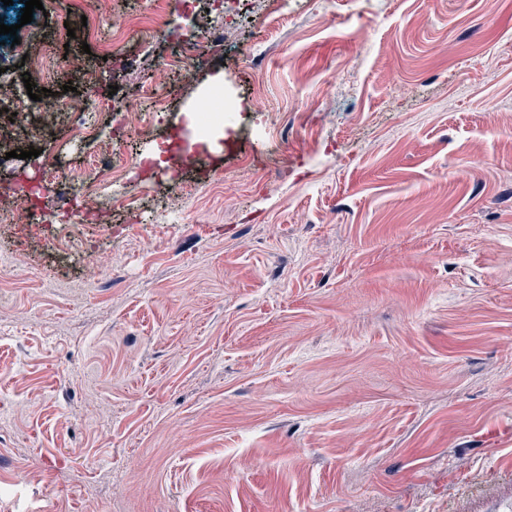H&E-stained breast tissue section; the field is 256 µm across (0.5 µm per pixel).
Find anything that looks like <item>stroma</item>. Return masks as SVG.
Here are the masks:
<instances>
[{
	"instance_id": "35a3bbf8",
	"label": "stroma",
	"mask_w": 512,
	"mask_h": 512,
	"mask_svg": "<svg viewBox=\"0 0 512 512\" xmlns=\"http://www.w3.org/2000/svg\"><path fill=\"white\" fill-rule=\"evenodd\" d=\"M321 2L198 9L223 52L110 147L100 103L168 78L139 0L85 45L54 0L40 100L5 59L0 135L103 193L52 240L0 223V512H512V0ZM219 73L222 165L158 195L135 167ZM68 112L71 115L72 131L75 137L86 138L96 134V130L86 122V112L88 110L82 102L75 101L71 103Z\"/></svg>"
}]
</instances>
